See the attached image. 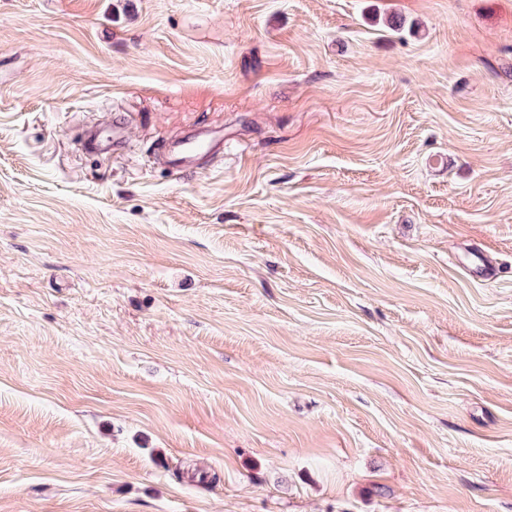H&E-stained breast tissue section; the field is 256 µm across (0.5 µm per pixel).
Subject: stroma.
Instances as JSON below:
<instances>
[{"label":"stroma","mask_w":512,"mask_h":512,"mask_svg":"<svg viewBox=\"0 0 512 512\" xmlns=\"http://www.w3.org/2000/svg\"><path fill=\"white\" fill-rule=\"evenodd\" d=\"M0 512H512V0H0ZM224 152V134L214 133H191L175 144L166 147L168 167L175 172H182L192 169L196 158L205 153L222 154Z\"/></svg>","instance_id":"35a3bbf8"}]
</instances>
